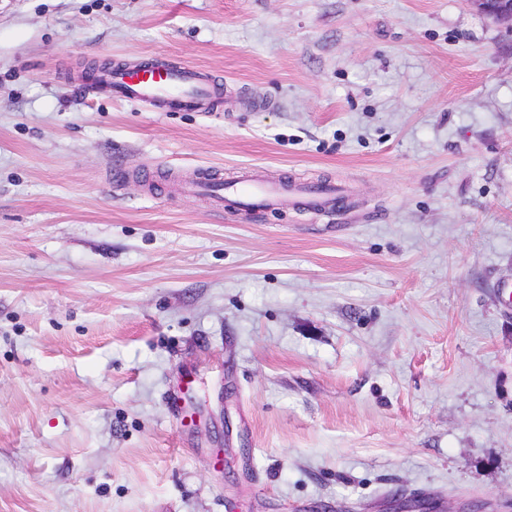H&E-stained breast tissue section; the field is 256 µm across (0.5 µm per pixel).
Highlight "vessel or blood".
Returning a JSON list of instances; mask_svg holds the SVG:
<instances>
[{
	"label": "vessel or blood",
	"mask_w": 512,
	"mask_h": 512,
	"mask_svg": "<svg viewBox=\"0 0 512 512\" xmlns=\"http://www.w3.org/2000/svg\"><path fill=\"white\" fill-rule=\"evenodd\" d=\"M108 86L115 97L131 103L148 102L197 112L208 111L214 97L210 82L161 59L114 70ZM186 190L217 202L230 199L244 210L277 200L275 188L266 183L227 182L207 172L188 184Z\"/></svg>",
	"instance_id": "obj_1"
}]
</instances>
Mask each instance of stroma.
<instances>
[{"label":"stroma","instance_id":"35a3bbf8","mask_svg":"<svg viewBox=\"0 0 512 512\" xmlns=\"http://www.w3.org/2000/svg\"><path fill=\"white\" fill-rule=\"evenodd\" d=\"M158 57L212 110L88 78ZM508 282L469 0H0V512H512ZM186 191L209 197L220 202L225 198L234 201L240 209H251L256 206L276 202V189L261 181L224 182L213 174L202 172L198 179L186 185Z\"/></svg>","mask_w":512,"mask_h":512}]
</instances>
